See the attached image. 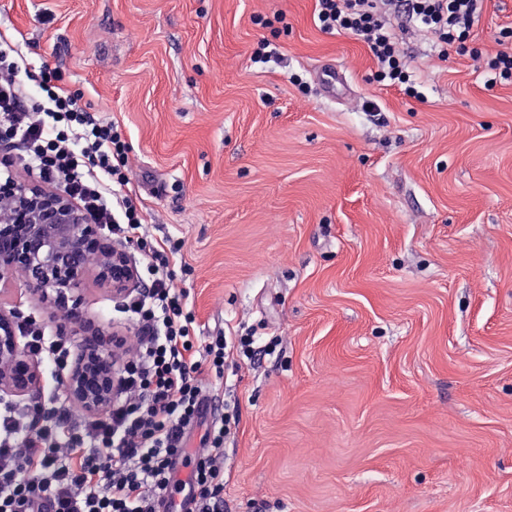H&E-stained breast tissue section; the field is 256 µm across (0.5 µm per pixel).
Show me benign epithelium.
I'll return each mask as SVG.
<instances>
[{
	"mask_svg": "<svg viewBox=\"0 0 512 512\" xmlns=\"http://www.w3.org/2000/svg\"><path fill=\"white\" fill-rule=\"evenodd\" d=\"M0 269L17 272L43 298L65 309L83 331L78 358L64 379L67 396L89 411L107 408L116 395L118 370L114 336L86 325L79 291L90 273L120 297L136 285L137 273L125 249L104 241L99 226L59 190L23 180L0 186ZM14 315L0 309V391L25 395L39 385V365L21 347Z\"/></svg>",
	"mask_w": 512,
	"mask_h": 512,
	"instance_id": "7a95c632",
	"label": "benign epithelium"
}]
</instances>
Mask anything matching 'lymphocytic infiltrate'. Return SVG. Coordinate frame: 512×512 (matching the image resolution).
<instances>
[{
    "label": "lymphocytic infiltrate",
    "instance_id": "obj_1",
    "mask_svg": "<svg viewBox=\"0 0 512 512\" xmlns=\"http://www.w3.org/2000/svg\"><path fill=\"white\" fill-rule=\"evenodd\" d=\"M484 0H316L314 21L326 33L365 43L374 82L419 92L398 47L392 15L430 34L441 49L467 52ZM24 55L0 35V143L21 151L44 182L76 200L89 221L148 258L150 285L128 297L123 314L136 335L116 352L121 382L108 409L91 414L65 404L59 389L74 366V346L45 335L35 320L19 327L23 348L43 363L52 385L44 397L0 401V512H159L167 495L185 491L197 512L224 504L225 418L209 424L201 450L187 457L209 380L224 378L223 333L195 336L187 293L173 285L171 257L147 233L136 197L110 198L128 178V144L118 125L91 117L64 89L43 83L32 96L19 79ZM189 461L186 483L178 467Z\"/></svg>",
    "mask_w": 512,
    "mask_h": 512
}]
</instances>
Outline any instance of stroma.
<instances>
[{
    "label": "stroma",
    "instance_id": "obj_1",
    "mask_svg": "<svg viewBox=\"0 0 512 512\" xmlns=\"http://www.w3.org/2000/svg\"><path fill=\"white\" fill-rule=\"evenodd\" d=\"M314 9L0 0V33L29 90L59 75L118 122L196 335L254 339L219 390L223 512H512V85L409 27L423 97L380 86ZM504 26L512 0H487L476 45ZM262 39L280 57L256 65ZM82 294L92 326L131 334L109 289ZM0 308L59 334L18 274Z\"/></svg>",
    "mask_w": 512,
    "mask_h": 512
}]
</instances>
